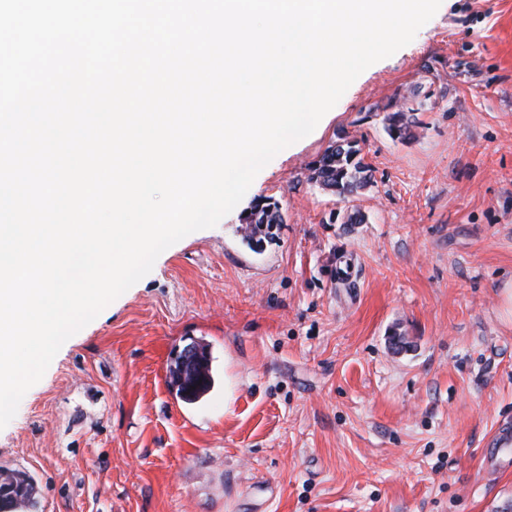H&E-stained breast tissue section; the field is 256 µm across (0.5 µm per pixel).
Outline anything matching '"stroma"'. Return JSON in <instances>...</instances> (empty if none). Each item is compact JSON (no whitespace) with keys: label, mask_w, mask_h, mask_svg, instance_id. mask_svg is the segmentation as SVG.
I'll list each match as a JSON object with an SVG mask.
<instances>
[{"label":"stroma","mask_w":512,"mask_h":512,"mask_svg":"<svg viewBox=\"0 0 512 512\" xmlns=\"http://www.w3.org/2000/svg\"><path fill=\"white\" fill-rule=\"evenodd\" d=\"M343 137L371 169L350 202L309 179ZM259 197L283 221L256 248L240 217ZM511 278L512 0H442L63 344L0 430V470L32 478L33 512H499ZM194 341L215 382L187 404L167 375Z\"/></svg>","instance_id":"1"}]
</instances>
